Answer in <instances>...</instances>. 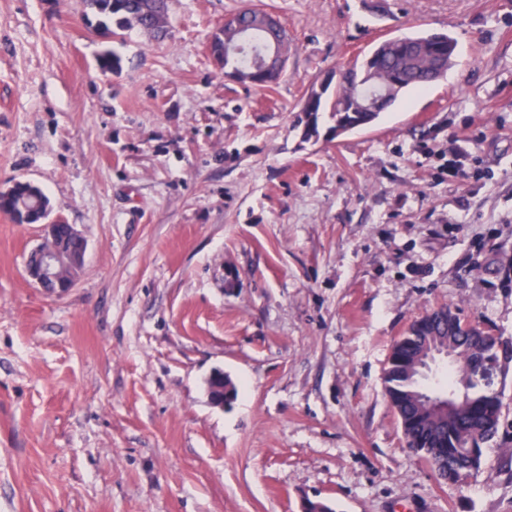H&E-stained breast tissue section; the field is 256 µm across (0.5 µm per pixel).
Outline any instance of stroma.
<instances>
[{
    "instance_id": "stroma-1",
    "label": "stroma",
    "mask_w": 512,
    "mask_h": 512,
    "mask_svg": "<svg viewBox=\"0 0 512 512\" xmlns=\"http://www.w3.org/2000/svg\"><path fill=\"white\" fill-rule=\"evenodd\" d=\"M253 2L292 41L270 92L206 49L241 0H169L164 41L0 0V188L36 184L87 241L56 297L24 273L41 225L0 215V512H512V369L459 484L406 448L384 384L440 305L512 340V0ZM423 31L457 42L443 80L307 136L313 84ZM207 398L211 405L216 407H224L226 404L225 398L228 400V404L231 403L237 396V389L235 384L230 378L225 376L224 383V371L221 369L213 370L207 378ZM224 385L228 388L225 392L224 398Z\"/></svg>"
}]
</instances>
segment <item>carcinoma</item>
<instances>
[{
	"label": "carcinoma",
	"mask_w": 512,
	"mask_h": 512,
	"mask_svg": "<svg viewBox=\"0 0 512 512\" xmlns=\"http://www.w3.org/2000/svg\"><path fill=\"white\" fill-rule=\"evenodd\" d=\"M95 16L97 35L116 39L119 33L137 28L157 39L170 34L167 0H84ZM258 15L243 4L228 16L209 39V54L224 72L234 73L241 84L265 90L274 89L285 70H274L258 79L249 68L250 57L224 54V43L236 37L235 26L251 25ZM376 74L365 65L355 63L342 68V80L331 95L311 88L301 105L312 133H318V115L329 112L336 118L334 129L350 131L375 122L381 112L411 90L444 78L448 72V44L436 40L430 32L405 36L389 45H378L374 51ZM97 71L108 77L122 72V59L115 51L105 49L96 59ZM49 200L41 189H33L19 180L0 191V211L19 224H35L45 217ZM453 320L452 335L458 343L457 362L461 370L451 372L454 389H464L465 401L452 416L425 413L418 406L419 392L424 388L414 371L416 356L435 334H447L442 323ZM484 331L459 316L454 307L441 306L414 321L404 336L392 347V362L385 373V391L397 414L407 448L428 461L442 476L447 472L461 481L485 461V448L499 432L503 403L494 389L499 368L480 372L481 362L491 350L483 349L474 337Z\"/></svg>",
	"instance_id": "1"
}]
</instances>
